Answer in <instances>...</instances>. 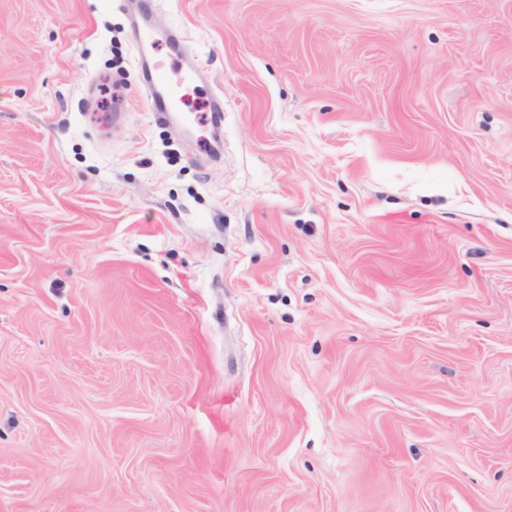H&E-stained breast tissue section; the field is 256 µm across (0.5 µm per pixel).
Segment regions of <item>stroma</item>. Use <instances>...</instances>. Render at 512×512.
I'll use <instances>...</instances> for the list:
<instances>
[{"label": "stroma", "mask_w": 512, "mask_h": 512, "mask_svg": "<svg viewBox=\"0 0 512 512\" xmlns=\"http://www.w3.org/2000/svg\"><path fill=\"white\" fill-rule=\"evenodd\" d=\"M147 21L219 152L0 0V512H512V0Z\"/></svg>", "instance_id": "35a3bbf8"}]
</instances>
